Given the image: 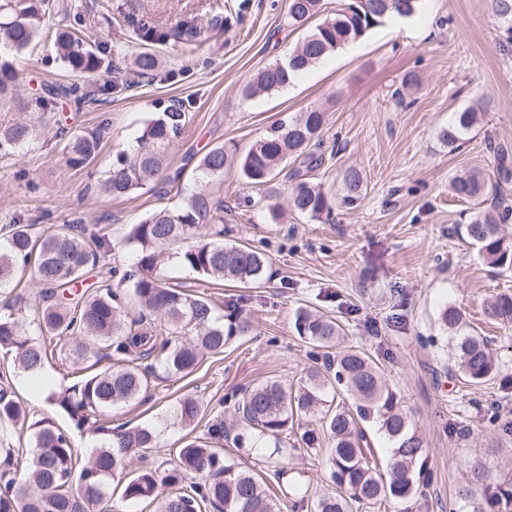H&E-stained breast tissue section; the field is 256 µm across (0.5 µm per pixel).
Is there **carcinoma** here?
<instances>
[{
  "instance_id": "obj_1",
  "label": "carcinoma",
  "mask_w": 512,
  "mask_h": 512,
  "mask_svg": "<svg viewBox=\"0 0 512 512\" xmlns=\"http://www.w3.org/2000/svg\"><path fill=\"white\" fill-rule=\"evenodd\" d=\"M422 0H352L347 7L325 17L293 47L286 60L259 70L244 90L247 97L284 88L293 73L322 62L339 48L362 37L380 19L410 17ZM49 0H0V92L18 78L14 61L41 40L42 21ZM491 8L506 32L499 46L512 51V0H491ZM321 9L320 0H289L288 23H306ZM142 37L165 42L170 37L183 40L196 51L204 49L201 31L182 26L164 30L147 17H126ZM94 33L60 30L53 45L58 58L73 71L95 73L102 60L92 45ZM136 73L149 77L158 73L160 61L151 51L134 59ZM480 112L469 107L440 133L452 152L458 142L479 121ZM190 121L189 111L169 107L150 120L130 149L119 150L104 181L112 196L124 197L158 184L167 169L165 153ZM325 112L307 109L272 125L242 155L229 153L217 144L193 167V189L180 205L164 207L148 214L130 227L127 242L133 247L135 271L127 288L107 283L95 293L72 300L82 283L83 269L111 251V243L99 230L84 224H62L47 233L36 234L30 224H12L0 239V294L10 286L15 274L35 265L39 284L55 295L56 302L24 303L15 296L0 313V349L13 356L22 373L34 374L48 358L40 338L57 339L61 356L83 378L49 395V401L64 412L79 433H95L103 426L98 416L109 407L126 404L149 386L154 373L140 369L133 361L151 357L166 377L194 372L206 354H220L232 340L251 335L255 324L235 308L216 315L212 303L192 294L182 285L164 279L159 270L176 257L194 273L214 281L258 284L267 278V257L244 244H226L223 232H209L210 226L224 222V203L211 195L208 186L224 179L233 169L248 184L269 186L279 193L275 180L288 160L298 163L288 179L286 202L297 215L311 220L330 214V198L307 174L324 161L320 139ZM36 137V125L14 122L0 125V153L8 154ZM101 135L88 132L74 135L68 143L66 163L91 164L97 155ZM493 170L480 169L455 177L453 194L472 204L471 220L461 225L460 234L477 245L487 264L498 270L512 269V240L501 234L500 226L512 221V201L505 189L512 186V144L489 143ZM342 203L352 205L364 190V175L356 167L342 173ZM186 248L170 252L174 246ZM138 307V317L129 318L127 299ZM484 317L512 324V292L504 290L488 300ZM439 320L451 333L455 367L463 381L481 385L495 378L501 362L491 339L476 330L465 329L462 313L452 304L441 309ZM299 336L316 348L331 349L344 329L326 314L301 309L295 318ZM113 363L95 368L103 357ZM342 391L354 409L334 404L330 395ZM201 402L194 396L181 398L168 428H188L198 423ZM239 443L254 437L279 454L282 435L294 421L308 414L319 415L328 449L327 488L310 499L303 491L293 501L295 512L312 507L313 512H352L354 503H371L388 498L405 500L412 496L418 480H429L423 440L389 389L379 367L369 356L350 347L336 352L324 370H313L288 390L277 380H266L243 392L236 408ZM28 420L21 404L0 395V422ZM375 422L392 443L388 468L382 474L368 454L364 424ZM32 438L30 460L22 478L0 475V512H104L112 501V481L124 474L127 461L138 449L160 447L164 430L158 426H136L111 430L112 443L89 456H78L74 436L43 418L29 425ZM192 478L189 485L184 479ZM465 507L478 512L477 499H491L504 509L512 508V477L502 476L481 462L470 466L469 481L459 493ZM153 498L159 512H202L209 504L221 512H280L277 499L267 484L253 473L224 461L221 449L188 438L175 449L174 464L160 471L141 468L125 478L122 499L139 502Z\"/></svg>"
}]
</instances>
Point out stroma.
Returning a JSON list of instances; mask_svg holds the SVG:
<instances>
[{
    "label": "stroma",
    "instance_id": "35a3bbf8",
    "mask_svg": "<svg viewBox=\"0 0 512 512\" xmlns=\"http://www.w3.org/2000/svg\"><path fill=\"white\" fill-rule=\"evenodd\" d=\"M46 19L50 30L80 14L101 41L107 67L75 72L57 58L52 38L18 59L20 79L0 95V122L22 112L44 86H80L93 104L76 107L58 97L52 112L32 113L48 127L31 145L0 155V229L32 224H95L112 243L110 255L87 265L83 288L119 283L131 269V224L154 209L179 204L166 183L115 198L99 189L113 154L130 147L138 130L164 108L191 104V120L169 148V166L195 165L215 144L245 152L275 122L318 108L326 113L324 163L313 172L333 212L311 220L285 212L269 216L270 199L234 173L213 191L224 201V241L263 252L270 268L262 286L222 285L171 261L162 275L212 301L218 313L236 305L256 324L253 335L222 355L204 356L189 376L157 382L138 399L105 411L111 427L158 425L170 419L180 398L198 397L204 417L196 437L221 419L226 460L268 474L267 453L237 449L230 422L242 392L267 379L296 386L307 371L322 368L323 350L298 335L295 313L313 307L335 317L345 342L378 361L427 448L431 478L407 500L357 504L353 512H457V493L470 462L484 458L500 473L512 472V325H491L483 304L512 289V272L495 274L477 245L463 240L471 205L455 197L452 178L478 168L491 171L493 140L512 143V53L499 47L500 22L490 0H422L409 18L390 17L362 38L336 51L287 87L244 97L243 89L265 66L284 60L306 33L288 24V0H226L228 20L204 50L169 39L158 48L166 65L153 78L130 69L146 46L125 18L148 15L164 27L206 26L214 0H58ZM483 105L481 122L456 151L439 138L457 112ZM101 131L94 164L66 166L70 135ZM360 168L366 185L358 203L341 206V178ZM461 309L470 326L491 337L503 368L485 385L465 383L449 354L438 322L444 305ZM0 389L26 407L30 420L51 418L63 429L68 417L42 397L37 382L17 373L0 356ZM314 418L290 429L284 456L290 482L273 483L281 512L303 488L322 490L325 449L303 440Z\"/></svg>",
    "mask_w": 512,
    "mask_h": 512
}]
</instances>
